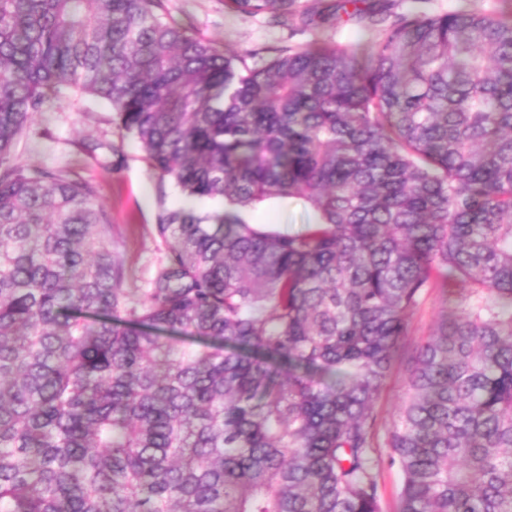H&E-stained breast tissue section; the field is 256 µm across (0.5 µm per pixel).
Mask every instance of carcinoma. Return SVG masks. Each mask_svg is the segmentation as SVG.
Returning <instances> with one entry per match:
<instances>
[{"label": "carcinoma", "instance_id": "carcinoma-1", "mask_svg": "<svg viewBox=\"0 0 512 512\" xmlns=\"http://www.w3.org/2000/svg\"><path fill=\"white\" fill-rule=\"evenodd\" d=\"M72 92L227 205L160 208L137 299L95 187L16 160ZM271 198L316 222L240 218ZM436 288L456 307L412 346ZM383 448L398 512H512V19L409 11L250 66L163 0H0V512H382ZM240 217L248 224H267L275 231L295 233L315 222V214L299 198L270 199L254 209H243ZM403 389V375L401 371L395 367L390 377L387 379L377 403V409L383 424L389 425L391 423L395 408L402 397Z\"/></svg>", "mask_w": 512, "mask_h": 512}]
</instances>
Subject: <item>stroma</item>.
<instances>
[{
    "label": "stroma",
    "mask_w": 512,
    "mask_h": 512,
    "mask_svg": "<svg viewBox=\"0 0 512 512\" xmlns=\"http://www.w3.org/2000/svg\"><path fill=\"white\" fill-rule=\"evenodd\" d=\"M377 5L387 20L415 10L428 16L458 9L493 16H512V0H364ZM169 18L201 38L228 45L248 64L261 65L285 47L300 48L320 41L356 50L383 35L347 16L321 26L273 24L258 16L244 19L225 10L224 0H163ZM84 142L99 143L95 155L81 151ZM19 162L29 168L59 171L91 183L100 203L112 217V248L124 263L128 288L149 287L167 253L156 231L160 206L179 204L183 194L170 180H160L143 159L133 138L121 136L111 108L95 98L72 94L47 103L24 128L16 146ZM249 224H264L280 232L295 233L314 223L315 214L299 198L270 199L244 209Z\"/></svg>",
    "instance_id": "35a3bbf8"
}]
</instances>
